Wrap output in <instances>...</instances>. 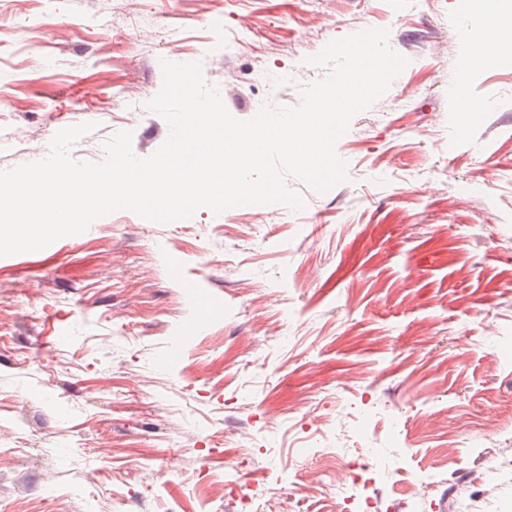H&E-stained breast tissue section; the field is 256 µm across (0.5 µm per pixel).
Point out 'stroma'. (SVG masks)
<instances>
[{
	"instance_id": "stroma-1",
	"label": "stroma",
	"mask_w": 512,
	"mask_h": 512,
	"mask_svg": "<svg viewBox=\"0 0 512 512\" xmlns=\"http://www.w3.org/2000/svg\"><path fill=\"white\" fill-rule=\"evenodd\" d=\"M457 4L0 0V170L86 122L75 159L151 156L165 60L241 120L299 105L333 40L408 60L337 140L346 181L287 178L302 211L120 210L0 257V512H236L195 490L229 476L250 512H344L331 464L367 453L371 512H512V51L472 64Z\"/></svg>"
}]
</instances>
